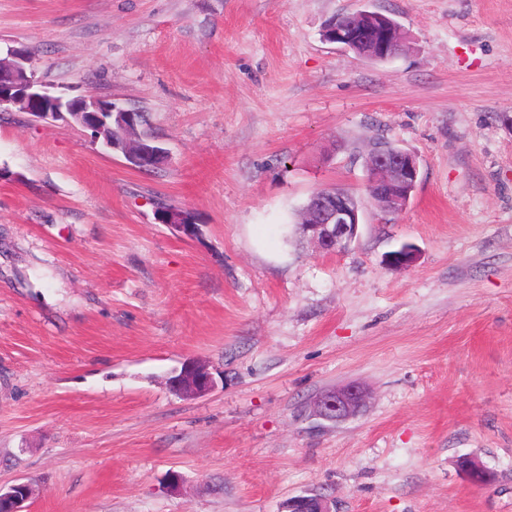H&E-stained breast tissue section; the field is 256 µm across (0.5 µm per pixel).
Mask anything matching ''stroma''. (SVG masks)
I'll return each mask as SVG.
<instances>
[{"mask_svg":"<svg viewBox=\"0 0 512 512\" xmlns=\"http://www.w3.org/2000/svg\"><path fill=\"white\" fill-rule=\"evenodd\" d=\"M364 9L396 58L324 39ZM17 46L168 153L143 173L0 111V484L32 483L29 512H512V0H0ZM379 137L420 163L396 214L366 191ZM329 186L360 200L337 254L296 226ZM190 360L216 387L182 398ZM346 384L359 414L311 415ZM283 509L281 512H335L333 503L321 495L290 498Z\"/></svg>","mask_w":512,"mask_h":512,"instance_id":"35a3bbf8","label":"stroma"}]
</instances>
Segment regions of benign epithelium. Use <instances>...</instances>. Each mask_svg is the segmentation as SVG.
Wrapping results in <instances>:
<instances>
[{"instance_id": "7a95c632", "label": "benign epithelium", "mask_w": 512, "mask_h": 512, "mask_svg": "<svg viewBox=\"0 0 512 512\" xmlns=\"http://www.w3.org/2000/svg\"><path fill=\"white\" fill-rule=\"evenodd\" d=\"M329 40L343 47L362 42L370 47L367 59L387 61L395 57L399 28L389 20L360 29H346L338 25L330 28ZM16 109L40 120L63 118L71 124L96 130L102 113L117 112L131 137L137 135V122L131 110L115 109L112 102L92 94H79L68 104L63 98L50 94L37 71L31 52L12 48L0 56V111ZM370 173L369 196L384 213L402 211L414 192L420 175L418 158L394 145H371L365 156ZM359 226V206L353 197L340 191L334 194H313V207L307 221L300 225L303 234L322 252L337 253L349 248L355 240ZM417 259L416 249L408 244L387 253L385 263L395 269H406ZM171 389L182 397H197L215 388L213 376L204 364L196 362L184 366L180 373L169 378ZM366 393L356 385L340 387L323 394L314 403L316 417L337 422L354 416L365 404ZM461 470L470 480L480 481L486 469L466 457ZM32 488L28 482L0 486V503L7 512H26ZM283 512H335L333 503L321 496H297L288 499Z\"/></svg>"}]
</instances>
